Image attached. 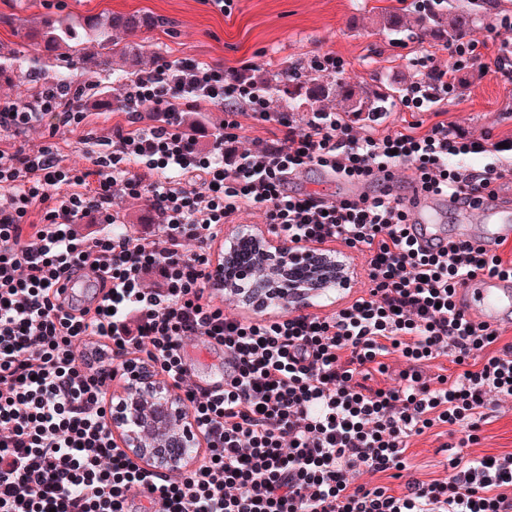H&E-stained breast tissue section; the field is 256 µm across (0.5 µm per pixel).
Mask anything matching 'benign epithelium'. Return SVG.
Listing matches in <instances>:
<instances>
[{
    "label": "benign epithelium",
    "instance_id": "obj_1",
    "mask_svg": "<svg viewBox=\"0 0 512 512\" xmlns=\"http://www.w3.org/2000/svg\"><path fill=\"white\" fill-rule=\"evenodd\" d=\"M224 288L234 296L265 294V303L281 306L307 304L312 294L297 288V279L280 288L275 280L287 267L317 273L316 288H344L349 276L327 273L328 257L312 251H285L262 233L242 225L224 236ZM122 391L112 394V434L120 447L149 471L181 473L196 465L204 441L186 413L173 382L160 377L147 364L126 366Z\"/></svg>",
    "mask_w": 512,
    "mask_h": 512
}]
</instances>
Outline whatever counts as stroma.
Masks as SVG:
<instances>
[{
  "label": "stroma",
  "instance_id": "1",
  "mask_svg": "<svg viewBox=\"0 0 512 512\" xmlns=\"http://www.w3.org/2000/svg\"><path fill=\"white\" fill-rule=\"evenodd\" d=\"M396 0H235L231 15L214 9L207 0H0V49L31 54L32 48L20 36L46 15H86L100 12L147 13L154 27L142 34L140 43L144 66L156 59L191 57L223 63L226 69H251L259 76L285 69L305 71L312 58L335 52L348 63L347 77L376 86L414 82L422 72L421 57L435 55L438 63L448 61L445 45L422 42L411 32L390 34L375 23L376 15L395 6ZM512 18V0H495L469 38L485 47L486 67L474 68L456 97L444 105L449 125L468 138L487 146L484 154L471 156L466 165L482 170L487 162L512 169V150L496 151L504 140L512 141V64L496 69L492 61L502 42L512 41V30L500 28L503 17ZM120 112H91L82 129L60 128L55 138L40 129L14 137L0 132V150L23 148L34 152L56 143L66 164L88 165V154L97 150ZM351 276L350 290H330L313 308L325 315L360 295L367 284L363 256L336 243ZM194 378L215 383L224 379V353L203 339L187 341L184 348ZM447 435L433 433L413 439L408 450L417 478L444 477ZM472 456L512 453V400L491 413Z\"/></svg>",
  "mask_w": 512,
  "mask_h": 512
}]
</instances>
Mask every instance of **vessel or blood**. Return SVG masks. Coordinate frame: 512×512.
I'll return each mask as SVG.
<instances>
[{
	"mask_svg": "<svg viewBox=\"0 0 512 512\" xmlns=\"http://www.w3.org/2000/svg\"><path fill=\"white\" fill-rule=\"evenodd\" d=\"M402 202L413 223L421 230L419 241L432 246L445 242L446 235L438 223L441 206L450 204L449 196L424 191L414 179H407ZM483 212L487 224L460 227V239L474 247L493 251L498 242L512 239V209L500 204L498 197L481 195L472 205ZM465 308L474 319L497 327L512 324V280L494 275H480L469 280L464 296Z\"/></svg>",
	"mask_w": 512,
	"mask_h": 512,
	"instance_id": "obj_1",
	"label": "vessel or blood"
}]
</instances>
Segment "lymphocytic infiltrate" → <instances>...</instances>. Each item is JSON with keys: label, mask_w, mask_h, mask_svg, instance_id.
I'll list each match as a JSON object with an SVG mask.
<instances>
[{"label": "lymphocytic infiltrate", "mask_w": 512, "mask_h": 512, "mask_svg": "<svg viewBox=\"0 0 512 512\" xmlns=\"http://www.w3.org/2000/svg\"><path fill=\"white\" fill-rule=\"evenodd\" d=\"M448 55L432 80L408 85L400 111H433L480 63L470 40ZM80 96L71 81L34 103L0 100V130L85 126ZM199 101L226 114L210 148L181 122ZM122 108L111 152L88 167L66 165L53 145L0 150V512H149L130 496L145 486L159 512H512V453L467 454L489 410L512 399V340L461 302L470 277L512 278V262L465 240L422 249L386 195L330 203L288 190L291 175L313 168L371 182L406 165L424 189L468 203L506 177L493 163L466 167L485 145L444 120L377 136L339 112L313 113L300 132L270 111L250 73L186 57L128 80ZM245 114L273 124L269 144L237 148ZM119 193L145 201L157 234L120 228ZM255 207L283 247L358 251L367 289L324 316L225 314L211 291L222 268L212 244ZM89 216L110 233H79ZM188 240L197 251H185ZM83 277L87 288L65 292ZM195 336L223 350V384L193 381L183 349ZM107 353L120 365L142 356L174 381L206 443L192 470L160 475L118 445ZM393 356L403 362L393 385H368L370 368L387 371ZM442 357L452 374H428ZM436 427L458 438L445 477L406 478L412 438ZM361 471L404 486L358 482Z\"/></svg>", "instance_id": "f902f5d3"}]
</instances>
